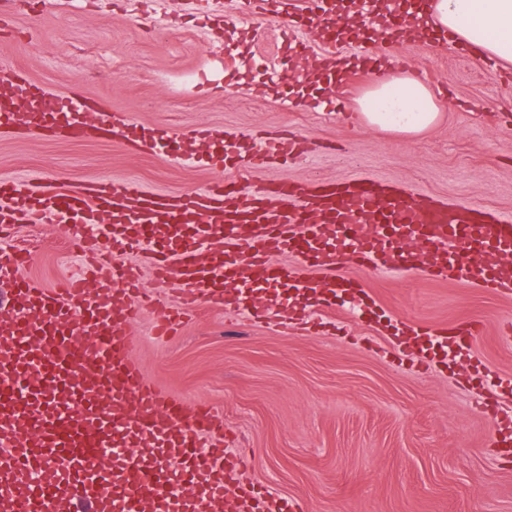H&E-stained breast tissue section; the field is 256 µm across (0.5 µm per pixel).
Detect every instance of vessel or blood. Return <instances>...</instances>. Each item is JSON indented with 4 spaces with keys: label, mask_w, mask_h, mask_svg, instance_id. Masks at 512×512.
Instances as JSON below:
<instances>
[{
    "label": "vessel or blood",
    "mask_w": 512,
    "mask_h": 512,
    "mask_svg": "<svg viewBox=\"0 0 512 512\" xmlns=\"http://www.w3.org/2000/svg\"><path fill=\"white\" fill-rule=\"evenodd\" d=\"M246 0L240 20L277 21L304 54L309 14L327 0ZM0 79L30 94L51 95L13 69ZM0 129L72 139H118L139 152L176 142L166 129L147 130L127 114H94L90 97L73 91L57 112H1ZM307 137L288 130L260 135L251 151L229 147L210 166L229 172L287 163L308 152ZM55 224L101 226L93 239L74 236L91 258L118 256L109 274L67 278L54 288L18 277L26 252L0 250V279L11 278L0 301V512H297L287 498L237 485L239 464L218 442L222 420L209 408L188 407L143 374L128 328L161 310L156 335H171L190 313L237 305V288L285 283L318 295L339 292L367 309L358 279L339 275L345 263L374 271L397 261L434 279L472 282L512 297V274L500 269L512 253V216L431 197L408 200L403 188L369 177L342 182L281 181L242 194L236 181L170 194L138 182L61 183L36 192L26 179L0 180V231L34 217ZM151 246L156 282L172 298L161 302L142 286V265L122 261ZM292 255L293 264L279 262ZM423 362L464 348L480 335L473 321L450 327L411 326Z\"/></svg>",
    "instance_id": "vessel-or-blood-1"
}]
</instances>
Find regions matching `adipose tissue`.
Segmentation results:
<instances>
[{"label":"adipose tissue","mask_w":512,"mask_h":512,"mask_svg":"<svg viewBox=\"0 0 512 512\" xmlns=\"http://www.w3.org/2000/svg\"><path fill=\"white\" fill-rule=\"evenodd\" d=\"M432 22L476 55L512 62V0H434ZM359 107L368 125L405 134L426 130L438 116L429 89L395 70L372 81Z\"/></svg>","instance_id":"ef3b65f1"}]
</instances>
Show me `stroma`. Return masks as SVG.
<instances>
[{
	"label": "stroma",
	"instance_id": "stroma-1",
	"mask_svg": "<svg viewBox=\"0 0 512 512\" xmlns=\"http://www.w3.org/2000/svg\"><path fill=\"white\" fill-rule=\"evenodd\" d=\"M172 22L131 16L123 0H31L0 16V67L22 71L57 95L82 88L97 107L126 112L147 128L187 133L207 124L235 139L286 128L308 137L300 160L235 172L245 190L285 179L340 181L367 176L403 186L413 198L436 196L512 212V64L486 60L440 38L400 37L388 67L414 73L432 92L436 123L417 135L368 126L358 101L369 86L359 58L336 59L321 25L314 69L325 86L291 94L265 79L225 84L238 65L231 23L218 35L199 25L183 0H169ZM184 70L209 72L199 88L176 89ZM350 109L333 112L330 99ZM74 182L129 180L182 192L212 179L204 162L165 163L119 141L74 140L0 131V179L40 184L54 174ZM31 255L21 277L54 286L81 264L65 231L20 224L0 242ZM373 310L354 316L326 295L312 317L320 333L281 334L289 296L273 282L247 302L268 322L203 307L175 335L154 333L155 313L129 331L145 376L188 405H206L238 437L243 485L300 502L303 512H512V452L494 443L493 413L512 412V343L500 323L507 299L458 281L388 270L359 272ZM476 321L482 332L467 358L421 368L399 324Z\"/></svg>",
	"mask_w": 512,
	"mask_h": 512
}]
</instances>
